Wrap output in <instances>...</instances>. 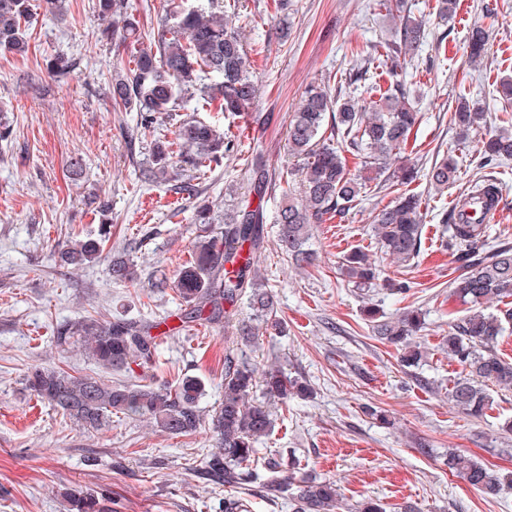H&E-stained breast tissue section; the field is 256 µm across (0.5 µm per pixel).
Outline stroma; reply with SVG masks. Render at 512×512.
Listing matches in <instances>:
<instances>
[{"instance_id":"1","label":"stroma","mask_w":512,"mask_h":512,"mask_svg":"<svg viewBox=\"0 0 512 512\" xmlns=\"http://www.w3.org/2000/svg\"><path fill=\"white\" fill-rule=\"evenodd\" d=\"M238 2L232 22L259 88L255 107L245 117L197 114L235 139L234 153L193 181L218 217L246 191L253 159L262 158L278 175L286 170L288 120L305 90L322 82L337 87L356 66L359 46L394 37L376 0H288L283 11L277 0ZM457 3L449 21L439 15V0H414L413 12L426 20L428 33L403 69L406 84L419 93L422 114L404 152L419 170L407 190L419 196L425 224L415 263L394 262L372 235L375 213L394 198L374 180L343 221L315 225L307 243L316 256L311 267L296 268L279 249L275 226L266 225L256 268L278 296L280 329L244 340L234 327L218 323L158 340L154 379L200 377L205 412L223 397L230 349L257 371L277 367L312 388L310 398L273 403L274 430L257 445L255 479L241 487L203 475L208 427L176 437L116 417L106 427L86 429L27 389L26 375L35 366L117 380L81 349L57 348L55 336L88 315L151 321L179 312L176 291H158L153 283L176 279L198 231L192 200L141 179L155 140H174L175 126L164 122L158 137L134 139L135 113L114 111L107 95L112 66L130 61L134 49L103 36L96 0H66L59 17L38 13L27 52H0V119L10 128L0 139V512H67L60 490L73 486L110 492L113 512H224L225 501L237 498L247 500L249 512H292L287 497L272 501L263 492L272 477L269 462L292 455L300 461L294 480L336 481L349 508L370 496L380 498L386 512H401L408 503L421 512H512V490L485 498L447 466L449 453L459 452L512 471V433L503 429L512 419V390L490 387L493 407L480 419L448 399L463 374L444 345L449 312L463 310L448 283L467 259L487 260L499 247L512 246V160L485 164L481 134L461 139L450 121L462 96L485 110L488 129L499 127L503 112L512 113V102L498 92L502 80L512 79V0ZM128 4L144 44L157 43L166 0ZM476 26L488 42L474 67L467 40ZM60 53L76 62L63 80L48 69ZM447 153L459 160L458 178L439 191L425 174L437 155ZM74 158L80 168L70 167ZM482 176L498 183L501 211L484 246L467 255L445 246L443 218L452 198ZM97 195L112 202L104 260L59 267L52 258L59 245L96 234L99 216L90 201ZM357 249L387 276L409 281L410 291L366 296L348 287L338 262ZM112 255L133 261L134 282L113 283ZM371 304L389 316L424 314L425 326L412 338L422 352L418 367H403L399 347L375 336L362 314Z\"/></svg>"}]
</instances>
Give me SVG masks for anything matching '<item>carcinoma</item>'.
<instances>
[{
	"label": "carcinoma",
	"instance_id": "cac0c4a2",
	"mask_svg": "<svg viewBox=\"0 0 512 512\" xmlns=\"http://www.w3.org/2000/svg\"><path fill=\"white\" fill-rule=\"evenodd\" d=\"M208 5H193L189 0H169L172 23L168 37L155 49L140 46L139 23L128 14L126 0H97L99 16L109 22V38L135 46L132 64L115 66L108 83L114 106L140 113L138 133L155 130V124L175 112L195 106L214 107L219 112L241 113L253 108L257 85L247 76L246 54L241 32L224 19V11L214 10L219 0ZM387 15L400 20L399 37L368 43L360 64L331 94L321 86L308 88L289 116L288 154L296 161L290 172L300 174L301 199L283 195L272 217H267L263 200L273 174L258 162L250 169V190L233 208L224 211V229L212 228L211 208L200 201L195 206V223L200 225L193 246L192 261L178 273L175 289L184 309L180 320L200 325L237 321L238 334L249 337L257 326L252 320H236L237 303L247 299L257 319L278 328L277 300L260 282L255 259L265 248L264 224L278 225L282 252L299 267L314 264L306 249L311 226L332 218H343L358 205L362 189L371 177L368 169L381 174L388 162L396 160L412 130L422 116L410 99L405 83L396 79L401 59L425 38L423 20L413 15L409 0H380ZM30 0H0V51L22 54L28 46ZM488 35L475 27L469 34L468 58L478 62L484 55ZM385 68L393 82L387 88L369 87L375 99L367 102L356 94L358 84L370 79L374 65ZM74 60L57 55L50 69L64 79ZM485 113L462 97L451 121L463 135L480 128ZM507 128L482 141L487 160L512 159V119ZM180 150L157 142L151 163L142 172L146 183L178 182L189 169L202 172L234 151V144L218 126L195 119L180 121L175 131ZM360 160L361 169L353 173L346 155ZM458 166L448 155L431 167L428 178L438 190L455 182ZM450 244L470 251L485 242L484 224H449ZM375 240L397 262L409 266L420 254L422 237L421 201L403 193L375 215L372 226ZM111 225L103 222L95 237L63 246L57 261L63 267L80 268L101 260ZM341 275L360 290L385 288L398 294L409 291L405 282L386 279L361 250L342 257ZM110 276L116 284L134 281L131 263L122 257L112 260ZM450 293L468 305L467 314L448 332V355L455 358L466 374L448 390V399L472 418H481L492 401L485 385L512 388V360L500 357L496 346L512 323V308L502 314L486 313L483 305L512 297V247L499 248L488 261L469 264L449 284ZM375 335L404 353L407 368L419 364L421 351L412 348L409 336L423 325L421 313L404 311L386 316L373 307L364 310ZM152 323H137L121 318L84 317L58 332L56 346L61 350L78 346L100 367L134 373L155 363L157 343ZM27 388L44 404L74 423L97 429L112 417L144 419L156 431L171 436H189L204 421L199 401L205 384L197 376H186L176 384L140 382L106 383L91 375H72L54 367L36 366L26 376ZM257 386L252 365L231 355L224 358V398L209 420L214 451L205 462L212 480L230 485H247L254 479L252 462L255 444L274 428L269 400L288 401L292 396L306 398L311 390L270 369L262 380L268 400H252ZM448 467L462 475L470 485L489 498L499 497L512 488V473L502 474L461 454L448 458ZM61 496L68 512H112V496L91 488H65ZM341 494L330 480L307 479L292 494V512H340Z\"/></svg>",
	"mask_w": 512,
	"mask_h": 512
}]
</instances>
